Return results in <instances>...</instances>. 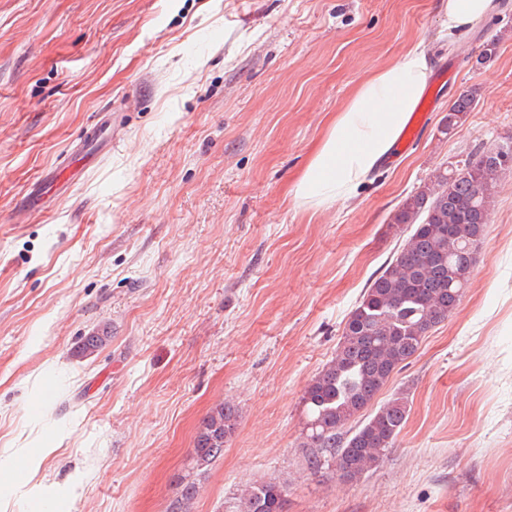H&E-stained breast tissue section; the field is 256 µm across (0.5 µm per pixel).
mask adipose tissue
I'll list each match as a JSON object with an SVG mask.
<instances>
[{"label": "adipose tissue", "mask_w": 512, "mask_h": 512, "mask_svg": "<svg viewBox=\"0 0 512 512\" xmlns=\"http://www.w3.org/2000/svg\"><path fill=\"white\" fill-rule=\"evenodd\" d=\"M443 3L452 35L479 25L495 8L494 0ZM431 70L427 53L415 48L361 81L294 183L293 198L311 207L352 200L393 151L425 92Z\"/></svg>", "instance_id": "1"}]
</instances>
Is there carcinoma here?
Listing matches in <instances>:
<instances>
[{
  "label": "carcinoma",
  "instance_id": "cac0c4a2",
  "mask_svg": "<svg viewBox=\"0 0 512 512\" xmlns=\"http://www.w3.org/2000/svg\"><path fill=\"white\" fill-rule=\"evenodd\" d=\"M478 91L460 95L441 120L449 135L476 106ZM512 172V145L479 147L406 196L390 224L410 228L395 258L365 289L336 349L302 397L306 421L301 447L306 467L358 479L379 466L408 416V402L393 397L374 407L393 373L418 352L423 339L456 309L473 270L499 180ZM108 329L83 337L75 349L89 356L110 340ZM353 429L346 426L359 416ZM239 419L238 407L220 402L203 418L193 452L174 480L170 512H191L200 478L224 456ZM286 490L269 479L247 486L225 512H285Z\"/></svg>",
  "mask_w": 512,
  "mask_h": 512
}]
</instances>
